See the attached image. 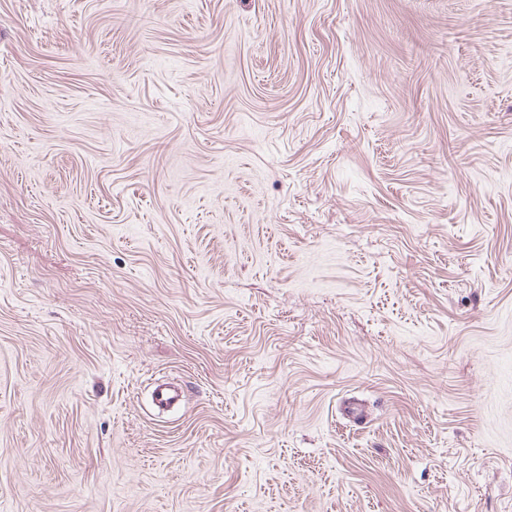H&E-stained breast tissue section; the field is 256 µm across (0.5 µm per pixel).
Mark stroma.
<instances>
[{
    "instance_id": "1",
    "label": "stroma",
    "mask_w": 512,
    "mask_h": 512,
    "mask_svg": "<svg viewBox=\"0 0 512 512\" xmlns=\"http://www.w3.org/2000/svg\"><path fill=\"white\" fill-rule=\"evenodd\" d=\"M0 512H512V0H0Z\"/></svg>"
}]
</instances>
